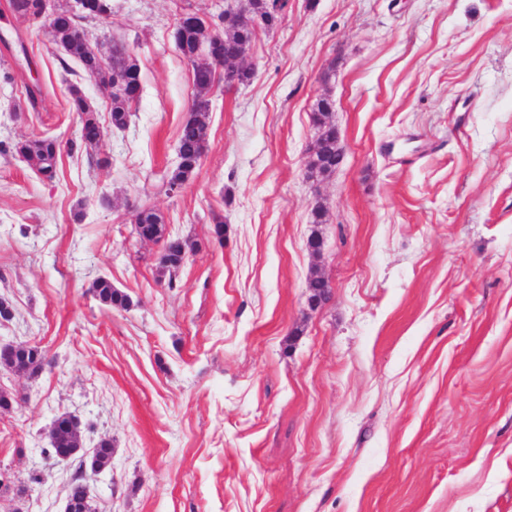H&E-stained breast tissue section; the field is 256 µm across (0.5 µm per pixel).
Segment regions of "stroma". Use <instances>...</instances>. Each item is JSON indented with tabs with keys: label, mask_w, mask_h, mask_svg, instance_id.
Returning <instances> with one entry per match:
<instances>
[{
	"label": "stroma",
	"mask_w": 512,
	"mask_h": 512,
	"mask_svg": "<svg viewBox=\"0 0 512 512\" xmlns=\"http://www.w3.org/2000/svg\"><path fill=\"white\" fill-rule=\"evenodd\" d=\"M223 3L85 21L140 68L116 130L99 80L0 0V340L49 360L0 372V512H64L71 471L42 453L63 413L112 441L94 512H512V0H289L251 82L213 88L201 166L169 196L194 98L173 26ZM73 84L104 138L49 181L11 146L76 138ZM326 97L344 158L312 181ZM142 205L195 246L176 287ZM314 275L333 289L315 307ZM101 276L130 308L89 294Z\"/></svg>",
	"instance_id": "35a3bbf8"
}]
</instances>
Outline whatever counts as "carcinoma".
<instances>
[{
  "label": "carcinoma",
  "mask_w": 512,
  "mask_h": 512,
  "mask_svg": "<svg viewBox=\"0 0 512 512\" xmlns=\"http://www.w3.org/2000/svg\"><path fill=\"white\" fill-rule=\"evenodd\" d=\"M48 0H11V8L15 15L32 26L46 30L54 43L63 45L66 53L76 59L83 71L94 77L101 68V60L95 49L87 42L81 29V22L86 19L105 23L112 15V0H93L91 14L72 16L63 10L48 13ZM287 0H252V9L256 13L267 16L265 30L270 31L280 21V12L287 10ZM216 26L220 28L222 39L209 46L210 53L219 59L250 46L256 30L236 15L224 16L217 14ZM203 43L202 22L193 12L184 13V19L174 35V45L185 60H190L201 51ZM112 76L104 83L110 100V121L112 127L122 130L127 127L132 116V107L141 93L140 69L134 59L122 54L112 58ZM193 85L196 91L189 115L181 126L177 144L178 163L175 168L162 178V186L166 193L174 189H183L199 168L206 152V120L210 112L209 95L212 88L224 80V71L218 66L205 70H194ZM70 111L77 115H87V121H97L96 112L86 109V97L76 86L69 87ZM84 145L83 139L62 143L58 139L46 136L35 139H20L13 144V153L24 159L29 166H38L42 177L52 180L56 176L57 157L62 149L72 153L76 147ZM163 223L162 217L152 208L139 210L136 216V229L140 238L149 237L150 225ZM193 252V244L181 238H168L164 244L158 274L168 278L167 286H176L178 271ZM89 292L100 303L115 308L127 309L131 306L130 297L112 286L107 277H100L92 282ZM56 448L53 458L63 462L68 449L74 447L79 440V433L74 430L63 415L56 422ZM97 470L104 471L112 467V441L101 439L97 445ZM72 506L71 512H93L90 485L84 469V462H79L71 476L68 495Z\"/></svg>",
  "instance_id": "cac0c4a2"
}]
</instances>
